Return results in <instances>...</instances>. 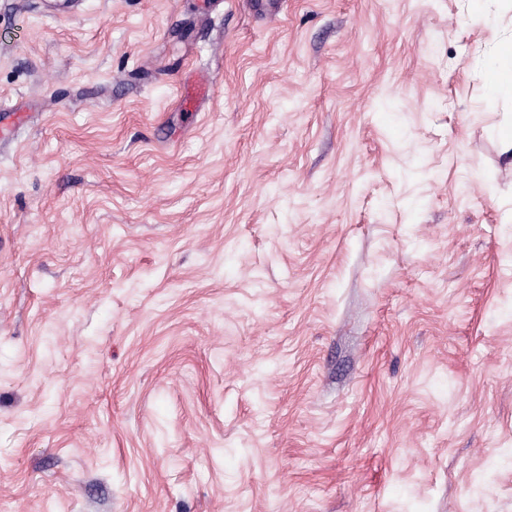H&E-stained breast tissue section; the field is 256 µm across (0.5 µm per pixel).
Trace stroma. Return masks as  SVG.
<instances>
[{
    "label": "stroma",
    "instance_id": "stroma-1",
    "mask_svg": "<svg viewBox=\"0 0 512 512\" xmlns=\"http://www.w3.org/2000/svg\"><path fill=\"white\" fill-rule=\"evenodd\" d=\"M482 2L0 0V512H512Z\"/></svg>",
    "mask_w": 512,
    "mask_h": 512
}]
</instances>
